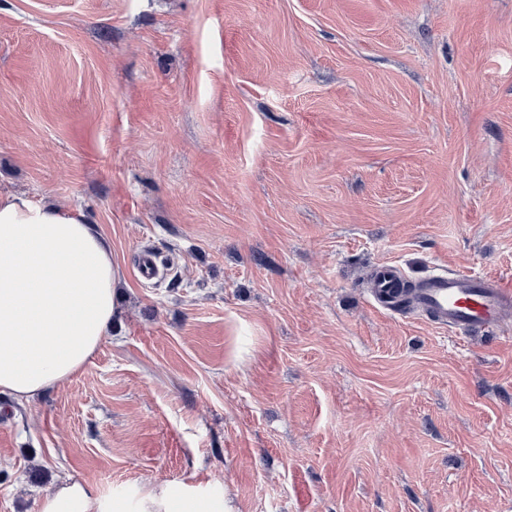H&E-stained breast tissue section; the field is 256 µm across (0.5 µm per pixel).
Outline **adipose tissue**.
<instances>
[{
	"label": "adipose tissue",
	"mask_w": 512,
	"mask_h": 512,
	"mask_svg": "<svg viewBox=\"0 0 512 512\" xmlns=\"http://www.w3.org/2000/svg\"><path fill=\"white\" fill-rule=\"evenodd\" d=\"M123 272L108 241L70 209L0 194V393L31 403L81 372L118 314ZM237 512L229 497L186 487L138 491L132 512ZM37 512H104L74 482L41 496Z\"/></svg>",
	"instance_id": "1"
}]
</instances>
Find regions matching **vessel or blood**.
I'll list each match as a JSON object with an SVG mask.
<instances>
[{
	"label": "vessel or blood",
	"instance_id": "obj_1",
	"mask_svg": "<svg viewBox=\"0 0 512 512\" xmlns=\"http://www.w3.org/2000/svg\"><path fill=\"white\" fill-rule=\"evenodd\" d=\"M405 277L398 266L381 264L369 277L371 292L391 309ZM411 310L435 324L466 335L499 329L512 316V283L485 275L439 270L415 282L408 295Z\"/></svg>",
	"mask_w": 512,
	"mask_h": 512
}]
</instances>
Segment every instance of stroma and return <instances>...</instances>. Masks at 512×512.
I'll return each instance as SVG.
<instances>
[{"label": "stroma", "mask_w": 512, "mask_h": 512, "mask_svg": "<svg viewBox=\"0 0 512 512\" xmlns=\"http://www.w3.org/2000/svg\"><path fill=\"white\" fill-rule=\"evenodd\" d=\"M6 191L79 210L124 281L81 373L0 394V512L68 478L512 512V318L458 335L366 280L512 281V0H0Z\"/></svg>", "instance_id": "35a3bbf8"}]
</instances>
